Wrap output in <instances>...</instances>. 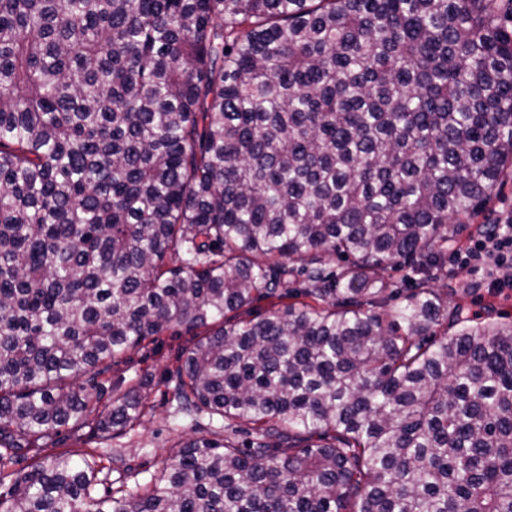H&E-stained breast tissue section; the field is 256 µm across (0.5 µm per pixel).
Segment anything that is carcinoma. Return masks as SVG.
I'll list each match as a JSON object with an SVG mask.
<instances>
[{
    "label": "carcinoma",
    "instance_id": "carcinoma-1",
    "mask_svg": "<svg viewBox=\"0 0 512 512\" xmlns=\"http://www.w3.org/2000/svg\"><path fill=\"white\" fill-rule=\"evenodd\" d=\"M510 21L0 0V512H512V319L428 286L512 170ZM170 329L193 340L172 400L224 438L100 496L119 453L48 448ZM146 408L133 390L96 430Z\"/></svg>",
    "mask_w": 512,
    "mask_h": 512
}]
</instances>
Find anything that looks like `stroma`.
I'll list each match as a JSON object with an SVG mask.
<instances>
[{"label":"stroma","instance_id":"stroma-1","mask_svg":"<svg viewBox=\"0 0 512 512\" xmlns=\"http://www.w3.org/2000/svg\"><path fill=\"white\" fill-rule=\"evenodd\" d=\"M509 216H512V173L506 176L498 193L472 222L460 225L452 240L453 246H466L481 225L498 224ZM499 274V269L492 266L461 271L450 265L435 285L448 289L449 301L462 303L469 317L479 318L491 312L512 318V290L499 292L493 286ZM190 344V336L169 330L155 342L129 351L103 376L107 392L96 402L95 415L89 416L84 426L63 439L58 445L59 450L121 449L123 464L101 475L105 486L114 489L123 484L133 485L136 474L154 459L195 437V418L179 412L172 401L175 370ZM138 386L143 387L148 396V408L141 421L133 429L112 438H100L95 429L98 413L110 409L129 389Z\"/></svg>","mask_w":512,"mask_h":512}]
</instances>
